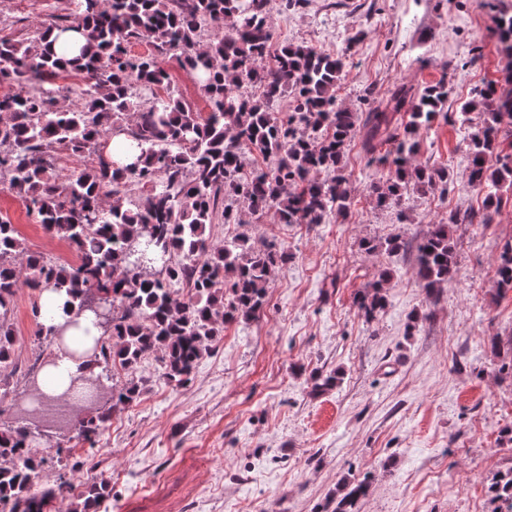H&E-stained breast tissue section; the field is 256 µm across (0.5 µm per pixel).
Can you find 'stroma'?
<instances>
[{
    "label": "stroma",
    "mask_w": 512,
    "mask_h": 512,
    "mask_svg": "<svg viewBox=\"0 0 512 512\" xmlns=\"http://www.w3.org/2000/svg\"><path fill=\"white\" fill-rule=\"evenodd\" d=\"M72 2L0 0V37L35 42ZM269 23L276 45L350 53L336 102L356 112L395 84L442 81L452 114L505 68L491 0H272ZM417 140L418 162L453 169L448 193L411 192L400 207L374 208L368 187L380 174L354 140L345 154L347 216L212 226L216 244L244 233L289 260L256 317L226 325L186 386L167 383L155 361L144 364L140 397L105 425V455L89 464L86 445H74L72 494L105 480L112 498L100 512H322L348 477L370 484L359 512H500L488 487L512 469V442L502 436L512 429V379L502 378L490 339L512 333V291H500L495 275L512 240V187H502L510 203L489 223L454 225L456 271L428 298L412 255L361 245L416 240L452 210L480 214L459 123L439 122ZM0 215L29 249L72 258L2 187ZM385 271L388 305L366 320L354 296ZM34 301L26 287L14 297V362L0 370L13 395L38 351ZM315 372L341 381L311 395Z\"/></svg>",
    "instance_id": "35a3bbf8"
}]
</instances>
